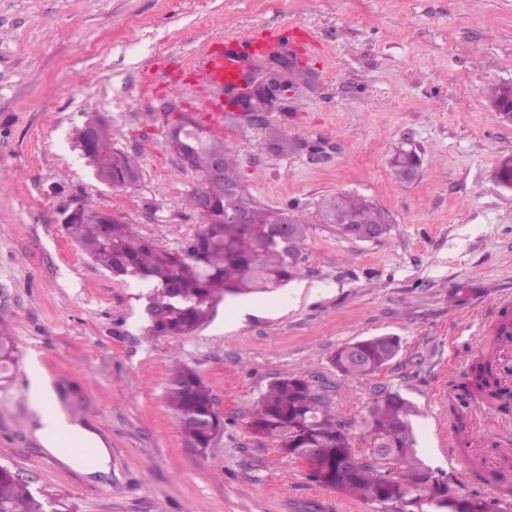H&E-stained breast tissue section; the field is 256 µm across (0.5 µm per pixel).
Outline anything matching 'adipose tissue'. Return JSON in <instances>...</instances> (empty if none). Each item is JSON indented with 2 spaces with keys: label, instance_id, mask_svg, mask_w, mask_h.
<instances>
[{
  "label": "adipose tissue",
  "instance_id": "ef3b65f1",
  "mask_svg": "<svg viewBox=\"0 0 512 512\" xmlns=\"http://www.w3.org/2000/svg\"><path fill=\"white\" fill-rule=\"evenodd\" d=\"M30 391L35 399L38 427L35 435L41 445L67 466L85 473L108 472L112 457L95 431L74 422L58 404L50 383L33 375Z\"/></svg>",
  "mask_w": 512,
  "mask_h": 512
}]
</instances>
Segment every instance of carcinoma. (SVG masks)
Returning <instances> with one entry per match:
<instances>
[{
    "instance_id": "cac0c4a2",
    "label": "carcinoma",
    "mask_w": 512,
    "mask_h": 512,
    "mask_svg": "<svg viewBox=\"0 0 512 512\" xmlns=\"http://www.w3.org/2000/svg\"><path fill=\"white\" fill-rule=\"evenodd\" d=\"M512 98V82L491 87L490 102L495 118L504 119L495 109ZM266 139L276 142V154L291 150V144L275 125L266 126ZM73 140L82 151L95 177L114 189L135 186L141 176L139 157L112 144L111 126L101 117H91L74 130ZM167 144L178 159L179 171H191L198 185L187 191L186 203L197 209L198 198L210 197L214 217L206 220L179 251L159 247L140 233L136 225L118 221L94 210L71 216L65 223L67 235L96 265L126 279L148 280L154 288L148 294V332L153 336H187L208 323L218 299L225 294L243 295L283 286L297 272V258L304 242L307 224L294 208L273 209L248 192L224 193V184L241 181L238 163L224 145V137L209 131L196 120L184 115L169 127ZM224 160L223 181L211 179L215 159ZM419 156L414 150L398 149L391 167L399 180L415 174ZM251 213V223L230 224L226 218L240 208ZM344 211L354 213L359 224H341ZM316 218L341 236L361 238L371 228H389L386 215L358 195L328 194L316 204ZM0 319V373L13 362L10 337L4 334ZM400 338L389 334L387 340L371 336L358 341L365 349L362 361L350 359L346 347L336 350L331 363L345 376H369L391 362L398 354L389 348ZM465 395L491 402L509 404L512 394L501 389L496 369L488 355L476 357L462 383ZM166 401L186 440L200 451H207L224 429V421L214 409L208 387L197 372L177 364L166 390ZM416 408L398 392H386L370 406L363 418V429L370 440H382L395 453L394 460L381 463L359 460L351 476L329 483L325 476L336 469V459L354 454L347 434L336 421V414L313 391L309 381L292 376L274 381L261 396L251 413L253 432L274 440L289 455L299 448H319L326 471L311 473L319 485L331 488L377 506L393 495L426 498L425 489L417 485L426 474L435 483L448 480L416 457V439L412 417ZM389 465L386 471L380 467ZM435 512H492L486 500L457 492L451 501L425 502ZM0 512H72L68 502L44 491L35 492L31 484L20 479L6 466H0Z\"/></svg>"
}]
</instances>
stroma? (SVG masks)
I'll use <instances>...</instances> for the list:
<instances>
[{"instance_id":"35a3bbf8","label":"stroma","mask_w":512,"mask_h":512,"mask_svg":"<svg viewBox=\"0 0 512 512\" xmlns=\"http://www.w3.org/2000/svg\"><path fill=\"white\" fill-rule=\"evenodd\" d=\"M279 31L306 75L270 113L293 145L265 149L262 126L225 107L219 127L244 187L264 204L311 213L327 194H357L390 221L378 241L305 226L297 275L219 301L189 336L147 332L148 282L117 281L69 238L63 210L112 212L169 250L204 217L185 194L166 133L177 113L202 116L190 68L207 46L255 27ZM317 47L297 48L291 33ZM512 81V0H0V316L14 363L0 375V465L77 512H373L320 486L307 468L249 426L274 381L307 379L329 403L362 459L363 418L383 392L417 409L418 456L451 486L487 497L452 461L443 434L453 412L482 409L486 436L512 438V409L469 400L448 409L512 296V190L494 177L512 156V123L490 111V85ZM112 126L117 147L140 156L132 188L94 176L72 135L88 118ZM415 149L414 177L395 181L398 147ZM401 339L369 377L337 372L347 343ZM209 387L224 430L206 454L188 448L169 408L174 363ZM38 366L72 418L112 456L107 474L75 471L35 435L29 369Z\"/></svg>"}]
</instances>
